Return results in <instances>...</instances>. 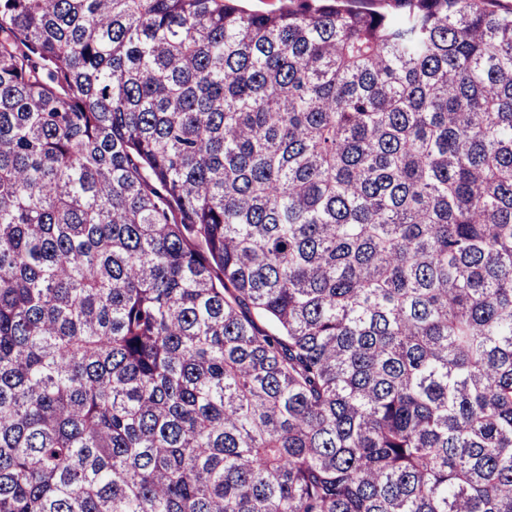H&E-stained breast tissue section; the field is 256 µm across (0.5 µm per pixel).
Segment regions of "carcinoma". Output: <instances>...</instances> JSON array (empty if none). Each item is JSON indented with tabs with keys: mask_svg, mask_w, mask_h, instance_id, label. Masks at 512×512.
I'll list each match as a JSON object with an SVG mask.
<instances>
[{
	"mask_svg": "<svg viewBox=\"0 0 512 512\" xmlns=\"http://www.w3.org/2000/svg\"><path fill=\"white\" fill-rule=\"evenodd\" d=\"M0 0V512H512V9Z\"/></svg>",
	"mask_w": 512,
	"mask_h": 512,
	"instance_id": "carcinoma-1",
	"label": "carcinoma"
}]
</instances>
